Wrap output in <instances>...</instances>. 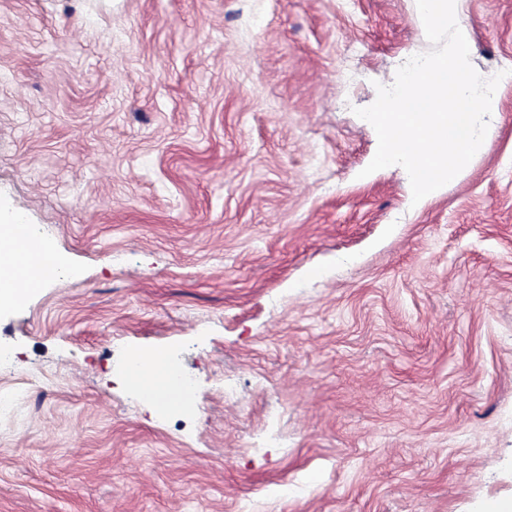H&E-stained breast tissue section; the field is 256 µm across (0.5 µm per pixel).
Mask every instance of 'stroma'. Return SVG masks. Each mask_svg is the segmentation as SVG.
I'll return each mask as SVG.
<instances>
[{"label": "stroma", "instance_id": "stroma-1", "mask_svg": "<svg viewBox=\"0 0 512 512\" xmlns=\"http://www.w3.org/2000/svg\"><path fill=\"white\" fill-rule=\"evenodd\" d=\"M465 14L512 68V0ZM429 48L414 0H0V206L68 268L0 312V512L512 501V84L425 202L364 172ZM126 373L147 399L165 403L182 399L188 394L180 374L169 365L167 355L162 350L134 351L127 363Z\"/></svg>", "mask_w": 512, "mask_h": 512}]
</instances>
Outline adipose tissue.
<instances>
[{
  "label": "adipose tissue",
  "instance_id": "ef3b65f1",
  "mask_svg": "<svg viewBox=\"0 0 512 512\" xmlns=\"http://www.w3.org/2000/svg\"><path fill=\"white\" fill-rule=\"evenodd\" d=\"M63 273L53 244L38 237L31 225H0V308L19 305L43 282ZM126 373L147 399L165 403L187 394L164 351L133 352Z\"/></svg>",
  "mask_w": 512,
  "mask_h": 512
}]
</instances>
